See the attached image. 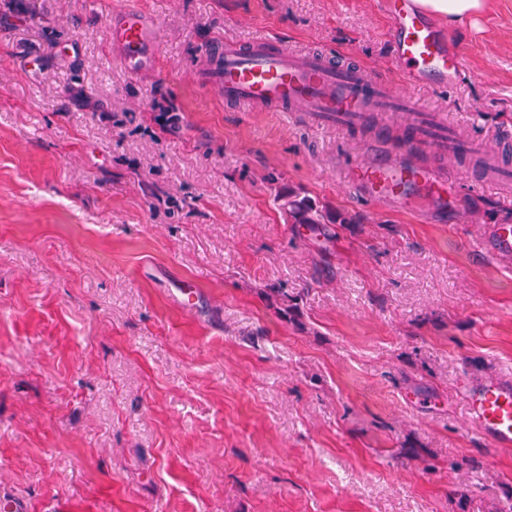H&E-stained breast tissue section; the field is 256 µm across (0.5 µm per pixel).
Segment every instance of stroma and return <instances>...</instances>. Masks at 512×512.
Returning a JSON list of instances; mask_svg holds the SVG:
<instances>
[{"mask_svg":"<svg viewBox=\"0 0 512 512\" xmlns=\"http://www.w3.org/2000/svg\"><path fill=\"white\" fill-rule=\"evenodd\" d=\"M0 0V500L28 512H506L512 450L462 380L512 377V224L457 172L463 223L374 211L357 138L236 112L194 78L230 33L343 51L393 86L376 0ZM458 83L418 101L512 124V0L448 26ZM289 188L344 216L289 223ZM279 288L297 305L283 318ZM112 10V48L130 72L138 73L152 64L151 52L159 33L156 16L138 6L136 0H124ZM475 250L482 256H495L498 260L512 258V225H490Z\"/></svg>","mask_w":512,"mask_h":512,"instance_id":"stroma-1","label":"stroma"}]
</instances>
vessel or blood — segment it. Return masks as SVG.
<instances>
[{
    "mask_svg": "<svg viewBox=\"0 0 512 512\" xmlns=\"http://www.w3.org/2000/svg\"><path fill=\"white\" fill-rule=\"evenodd\" d=\"M388 17L387 35L393 66L404 88L346 55L325 49H295L276 36L247 40L233 36L210 44L202 68L203 85L226 106L243 112H278L288 121L299 116L322 128L350 132L381 115L398 117V147L388 143L385 126H377L363 145L360 158L342 162L336 174L355 198L389 211L410 212L421 222L443 224L448 201L458 197L457 181L404 158V150L424 148L448 162L470 167L479 139H463L447 113L422 106L412 92L453 84L461 68L457 49L447 33L416 4V0H379ZM159 33L156 16L137 0H121L112 11V47L126 69L136 73L151 65ZM478 254L512 258V225L493 224L476 246ZM459 392L468 406V420L488 447L512 449V379L463 382Z\"/></svg>",
    "mask_w": 512,
    "mask_h": 512,
    "instance_id": "vessel-or-blood-1",
    "label": "vessel or blood"
}]
</instances>
